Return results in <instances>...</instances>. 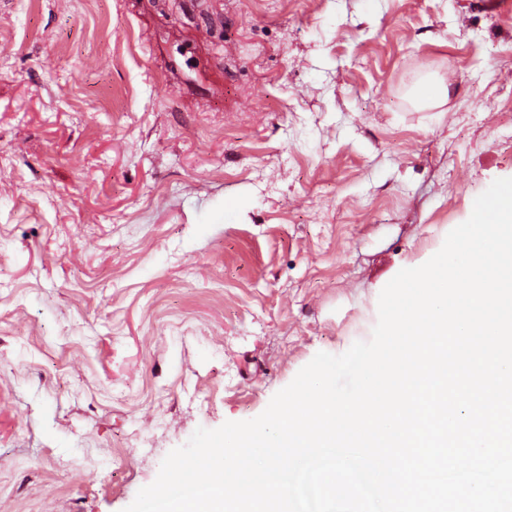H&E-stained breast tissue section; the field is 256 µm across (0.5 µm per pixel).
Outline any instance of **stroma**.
<instances>
[{
    "label": "stroma",
    "instance_id": "35a3bbf8",
    "mask_svg": "<svg viewBox=\"0 0 512 512\" xmlns=\"http://www.w3.org/2000/svg\"><path fill=\"white\" fill-rule=\"evenodd\" d=\"M498 178L512 8L0 0V512H124Z\"/></svg>",
    "mask_w": 512,
    "mask_h": 512
}]
</instances>
